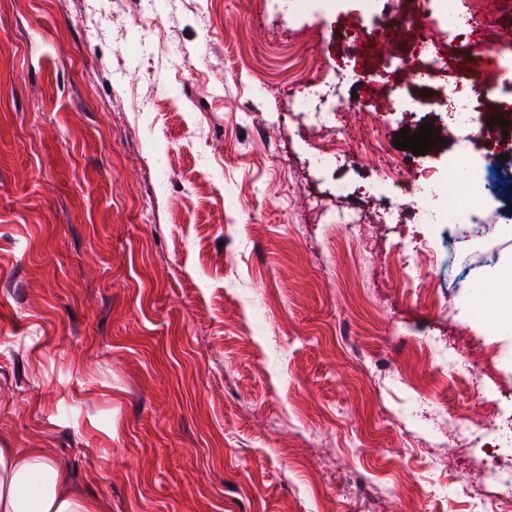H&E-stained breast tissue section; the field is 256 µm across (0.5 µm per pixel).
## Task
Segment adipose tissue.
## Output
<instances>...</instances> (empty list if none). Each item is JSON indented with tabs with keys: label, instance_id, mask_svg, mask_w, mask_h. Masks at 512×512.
Here are the masks:
<instances>
[{
	"label": "adipose tissue",
	"instance_id": "ef3b65f1",
	"mask_svg": "<svg viewBox=\"0 0 512 512\" xmlns=\"http://www.w3.org/2000/svg\"><path fill=\"white\" fill-rule=\"evenodd\" d=\"M485 281L499 303V329L512 332V255L488 267ZM0 512H98L72 489L63 467L41 449L0 448Z\"/></svg>",
	"mask_w": 512,
	"mask_h": 512
}]
</instances>
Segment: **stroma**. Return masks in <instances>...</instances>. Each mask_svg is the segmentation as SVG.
Wrapping results in <instances>:
<instances>
[{"label":"stroma","mask_w":512,"mask_h":512,"mask_svg":"<svg viewBox=\"0 0 512 512\" xmlns=\"http://www.w3.org/2000/svg\"><path fill=\"white\" fill-rule=\"evenodd\" d=\"M414 2L460 62L440 84L475 59L496 80L512 0H457L470 44ZM365 8L0 0V448L44 449L100 512H471L458 491L497 437L458 462L399 377L445 380L449 414L511 417L512 334L481 270L445 309L423 301L445 227L421 214L448 200L379 175L397 159L449 180L456 135L395 148L402 102L371 86L385 56L347 37ZM312 75L360 106L339 169L296 102ZM429 336L446 362L424 360Z\"/></svg>","instance_id":"35a3bbf8"}]
</instances>
